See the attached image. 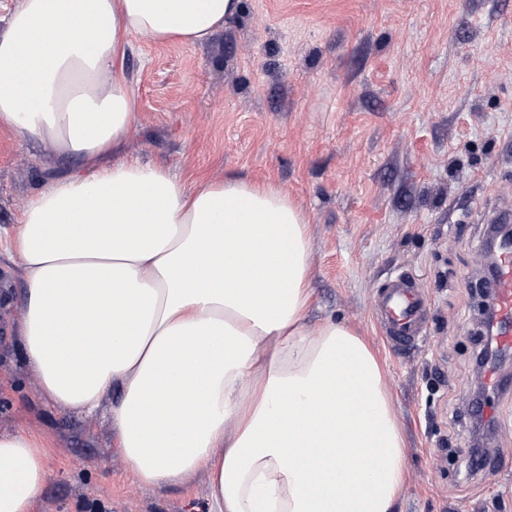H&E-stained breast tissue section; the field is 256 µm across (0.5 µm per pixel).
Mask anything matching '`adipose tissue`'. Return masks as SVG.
I'll list each match as a JSON object with an SVG mask.
<instances>
[{
    "mask_svg": "<svg viewBox=\"0 0 512 512\" xmlns=\"http://www.w3.org/2000/svg\"><path fill=\"white\" fill-rule=\"evenodd\" d=\"M239 0H16L0 32V130L79 160L7 240L25 282L22 352L45 398L107 406L134 481L207 478L213 512H394L405 444L386 373L355 328L307 320L312 242L282 187L190 182L110 161L136 129L130 36L201 45ZM48 478L0 432V512Z\"/></svg>",
    "mask_w": 512,
    "mask_h": 512,
    "instance_id": "adipose-tissue-1",
    "label": "adipose tissue"
}]
</instances>
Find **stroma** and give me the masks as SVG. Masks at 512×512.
Wrapping results in <instances>:
<instances>
[{"mask_svg":"<svg viewBox=\"0 0 512 512\" xmlns=\"http://www.w3.org/2000/svg\"><path fill=\"white\" fill-rule=\"evenodd\" d=\"M137 133L120 157L173 174L281 185L313 243L310 322L342 320L385 365L408 470L396 512H512V479L466 475L467 449L512 445V397L489 440L468 403L481 328L483 217L512 208V0H241L201 46L131 37ZM39 142L0 133V230L42 182L77 172ZM406 273L430 300L416 351L374 322ZM24 280L0 250V432L45 448L32 512H208L204 477L137 484L104 414L55 407L21 353Z\"/></svg>","mask_w":512,"mask_h":512,"instance_id":"1","label":"stroma"}]
</instances>
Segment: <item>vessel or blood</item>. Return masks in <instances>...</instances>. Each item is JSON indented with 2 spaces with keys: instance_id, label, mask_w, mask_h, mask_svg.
<instances>
[{
  "instance_id": "1",
  "label": "vessel or blood",
  "mask_w": 512,
  "mask_h": 512,
  "mask_svg": "<svg viewBox=\"0 0 512 512\" xmlns=\"http://www.w3.org/2000/svg\"><path fill=\"white\" fill-rule=\"evenodd\" d=\"M499 349H512V243L498 252L493 279ZM429 303L424 291L406 274L391 276L378 294L376 323L393 352L413 349L427 334Z\"/></svg>"
}]
</instances>
